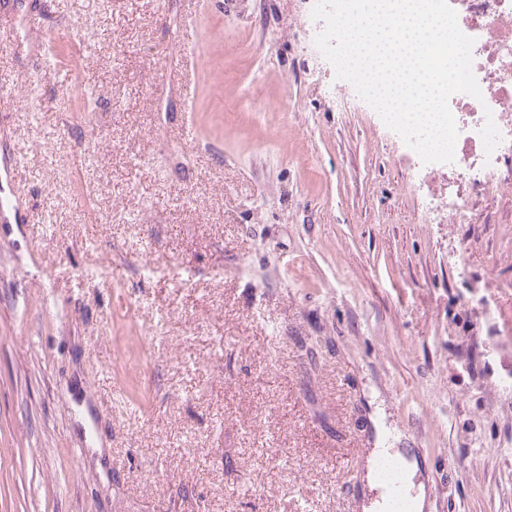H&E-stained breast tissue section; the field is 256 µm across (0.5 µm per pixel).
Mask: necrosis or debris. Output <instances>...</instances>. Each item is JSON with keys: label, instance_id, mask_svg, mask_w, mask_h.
<instances>
[{"label": "necrosis or debris", "instance_id": "4bbe7bcc", "mask_svg": "<svg viewBox=\"0 0 512 512\" xmlns=\"http://www.w3.org/2000/svg\"><path fill=\"white\" fill-rule=\"evenodd\" d=\"M461 31L473 38L472 70L481 98L464 93L451 96L458 138L454 161L448 166L461 185L448 203V215L457 221L472 220L476 198L508 190L512 169L503 159L512 153V0H448ZM494 122L500 141L486 152L481 131Z\"/></svg>", "mask_w": 512, "mask_h": 512}]
</instances>
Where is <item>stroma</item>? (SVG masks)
<instances>
[{
	"instance_id": "35a3bbf8",
	"label": "stroma",
	"mask_w": 512,
	"mask_h": 512,
	"mask_svg": "<svg viewBox=\"0 0 512 512\" xmlns=\"http://www.w3.org/2000/svg\"><path fill=\"white\" fill-rule=\"evenodd\" d=\"M9 2L0 512H362L380 427L512 512V193L425 223L306 0Z\"/></svg>"
}]
</instances>
